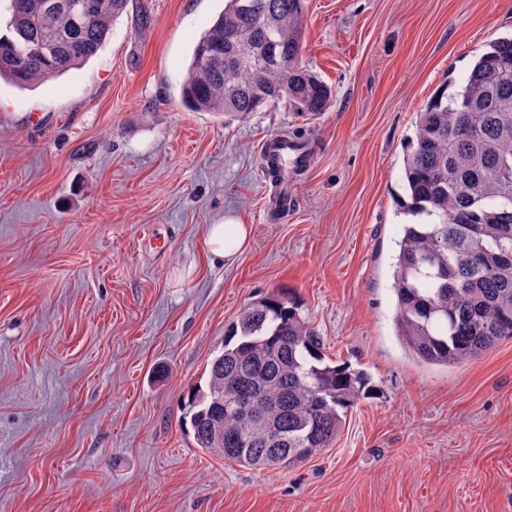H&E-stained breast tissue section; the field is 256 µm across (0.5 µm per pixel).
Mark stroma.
Returning a JSON list of instances; mask_svg holds the SVG:
<instances>
[{"mask_svg":"<svg viewBox=\"0 0 512 512\" xmlns=\"http://www.w3.org/2000/svg\"><path fill=\"white\" fill-rule=\"evenodd\" d=\"M226 0H130L98 55L0 81V512H512V341L451 367L395 325L403 159L418 114L512 34V0H305L331 107L193 112V46ZM305 137L273 212L260 150ZM250 227L232 263L208 225ZM284 291L378 392L300 467L254 470L185 429L225 330Z\"/></svg>","mask_w":512,"mask_h":512,"instance_id":"1","label":"stroma"}]
</instances>
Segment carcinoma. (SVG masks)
<instances>
[{
    "mask_svg": "<svg viewBox=\"0 0 512 512\" xmlns=\"http://www.w3.org/2000/svg\"><path fill=\"white\" fill-rule=\"evenodd\" d=\"M13 0L0 37V80L27 89L78 69L103 47L128 0ZM228 0L196 41L182 86L193 112L244 116L284 103L324 112L331 88L301 66L304 0ZM393 291L396 326L424 363L451 366L512 339V36L487 45L461 89L418 115L407 146ZM324 344L291 296L247 304L194 388L196 447L249 468L293 469L336 440L351 409L377 395L363 369L325 362Z\"/></svg>",
    "mask_w": 512,
    "mask_h": 512,
    "instance_id": "obj_1",
    "label": "carcinoma"
}]
</instances>
